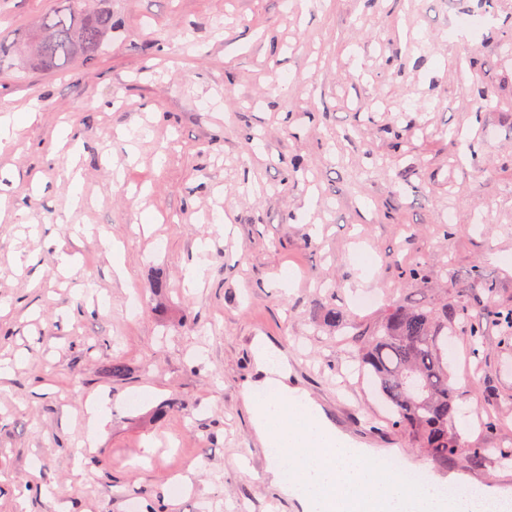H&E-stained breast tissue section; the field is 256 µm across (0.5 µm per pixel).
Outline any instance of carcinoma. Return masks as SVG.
I'll return each mask as SVG.
<instances>
[{"label":"carcinoma","mask_w":512,"mask_h":512,"mask_svg":"<svg viewBox=\"0 0 512 512\" xmlns=\"http://www.w3.org/2000/svg\"><path fill=\"white\" fill-rule=\"evenodd\" d=\"M111 40L110 8L56 0L23 41L0 38V69L17 61L29 69L63 71L77 60L98 57ZM489 321L512 336V306L500 304L496 288L483 283L472 301L395 303L362 330L357 361L392 413L390 425L407 432L414 447L442 466L460 446L454 426L460 394L448 379V331L464 329L476 355Z\"/></svg>","instance_id":"cac0c4a2"}]
</instances>
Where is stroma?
<instances>
[{
	"mask_svg": "<svg viewBox=\"0 0 512 512\" xmlns=\"http://www.w3.org/2000/svg\"><path fill=\"white\" fill-rule=\"evenodd\" d=\"M54 4L0 0V36ZM462 13L480 28L449 34ZM33 101L0 147V512H301L243 401L260 342L355 445L512 495L492 454L512 446V339L487 323L474 357L449 334L461 446L443 468L385 423L347 339L481 280L512 305V0H112L104 54L0 70V109ZM292 159L307 179H287ZM416 262L430 287L406 276ZM330 306L344 331L323 326ZM115 357L126 379L105 374ZM94 401L108 422L89 447Z\"/></svg>",
	"mask_w": 512,
	"mask_h": 512,
	"instance_id": "1",
	"label": "stroma"
}]
</instances>
